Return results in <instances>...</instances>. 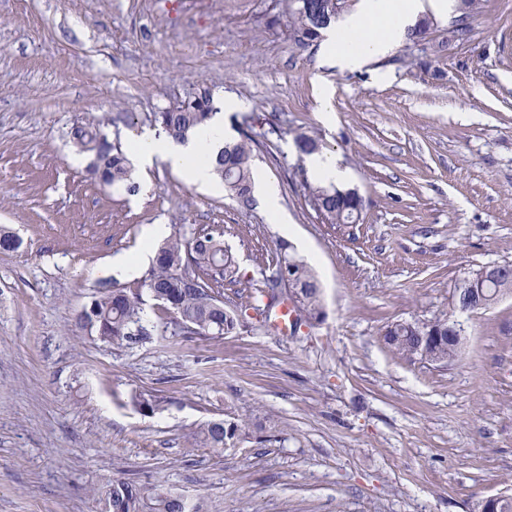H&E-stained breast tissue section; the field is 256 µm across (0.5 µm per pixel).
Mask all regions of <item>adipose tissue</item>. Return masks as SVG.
Wrapping results in <instances>:
<instances>
[{"mask_svg": "<svg viewBox=\"0 0 512 512\" xmlns=\"http://www.w3.org/2000/svg\"><path fill=\"white\" fill-rule=\"evenodd\" d=\"M444 13L448 0H362L359 12L345 20L341 32L331 33L323 47L327 64L342 70H355L371 58L390 51L407 34L412 20L424 8ZM224 144V113L216 111L208 122L187 140L160 138L154 132L141 133L130 148L134 173L147 172L163 164L181 173L195 185L217 189L218 183L210 165L201 155L219 151ZM169 232L168 225L145 227L140 250L133 255L115 257L106 274L132 276L153 254V246Z\"/></svg>", "mask_w": 512, "mask_h": 512, "instance_id": "1", "label": "adipose tissue"}]
</instances>
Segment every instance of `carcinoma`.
<instances>
[{"label": "carcinoma", "mask_w": 512, "mask_h": 512, "mask_svg": "<svg viewBox=\"0 0 512 512\" xmlns=\"http://www.w3.org/2000/svg\"><path fill=\"white\" fill-rule=\"evenodd\" d=\"M349 0H290L289 26L293 33H310L313 41L321 30L329 27L348 8ZM463 13L453 21L458 32L468 28V18L480 9V0H461ZM213 100L206 92L184 108L172 112L154 113V126L158 133L184 140L204 125L211 117ZM74 144L79 149L89 147L94 153L91 174L104 184L129 183V190L136 191L132 182L129 159L120 141H109L100 129L90 130L76 126L71 131ZM255 139L242 133L239 141L227 143L211 159L215 175L224 181V188L237 202L247 206L252 201L253 144ZM309 196L318 211L333 224H353L359 220L362 199L352 189L341 190L321 185L306 184ZM232 259L224 249V242L214 234L199 231L194 239L178 235L158 248L152 265L146 272L142 287L153 300L175 319L191 323L194 333L202 336L224 335L239 325L238 315L224 306V299L217 287L232 273ZM290 276L295 289L311 318L323 315L321 286L312 268L303 260L283 253L267 277L266 287L258 289V298L270 296L281 273ZM485 294L498 302L512 296V273L505 274ZM143 302L141 293L131 288L107 283L93 296L77 316L76 325L83 331L94 333L101 340L120 344L135 335H143ZM456 318L455 308L437 319L440 339H423L424 333L407 328L398 321L384 332L385 343L398 354L420 360L431 359L451 364L462 355L463 341L448 339V325ZM241 426L234 420H212L200 430L202 442L210 448H222L236 438ZM109 512H198L197 507H187L182 494L173 490L148 491L132 480L114 479L107 492Z\"/></svg>", "instance_id": "carcinoma-1"}]
</instances>
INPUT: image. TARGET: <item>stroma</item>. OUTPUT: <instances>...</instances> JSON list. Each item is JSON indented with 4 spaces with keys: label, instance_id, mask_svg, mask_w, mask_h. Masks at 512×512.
Here are the masks:
<instances>
[{
    "label": "stroma",
    "instance_id": "35a3bbf8",
    "mask_svg": "<svg viewBox=\"0 0 512 512\" xmlns=\"http://www.w3.org/2000/svg\"><path fill=\"white\" fill-rule=\"evenodd\" d=\"M458 14L350 71L295 44L286 0H207L188 19L159 0H0V230L20 241L0 250V512H101L116 478L200 512H480L512 495V297L462 315L453 365L383 341L446 314L470 271L512 263V0H485L463 43ZM201 86L242 101L225 137H254L296 236L164 165L133 193L90 174L74 126L125 144ZM303 136L347 171L356 223L311 202ZM150 224L222 236L236 331H183L149 296L169 346L76 328ZM284 247L325 315L282 332L255 290ZM229 417L239 437L204 445L202 425Z\"/></svg>",
    "mask_w": 512,
    "mask_h": 512
}]
</instances>
